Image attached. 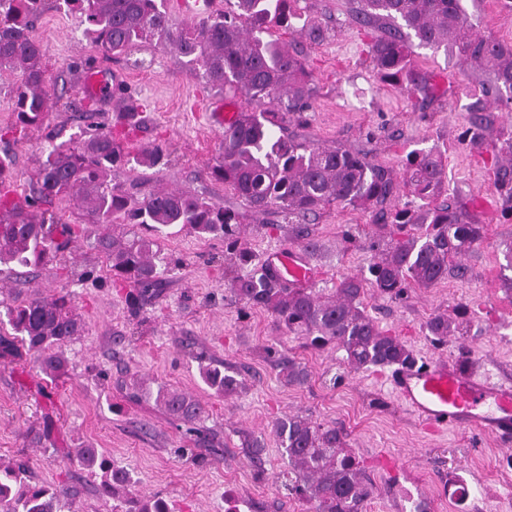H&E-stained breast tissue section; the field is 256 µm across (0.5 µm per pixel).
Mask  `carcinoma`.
<instances>
[{"instance_id": "obj_1", "label": "carcinoma", "mask_w": 512, "mask_h": 512, "mask_svg": "<svg viewBox=\"0 0 512 512\" xmlns=\"http://www.w3.org/2000/svg\"><path fill=\"white\" fill-rule=\"evenodd\" d=\"M48 0H0V70L20 74L14 88L13 129L25 132L43 125L51 100L50 78L35 22ZM66 10L81 18L86 34L105 54L130 52L157 38L174 47L210 89L227 88L249 100L268 99L288 112H306L315 84L304 52L274 36L284 29L292 36L319 45L331 29L292 12L291 0H224V10L174 31L169 26L166 0H62ZM351 23L376 31L368 46L373 69L383 83L425 100L435 97L429 77L416 65L411 38L418 45L444 47L459 60L490 76L483 95L512 109V45L475 32L462 0H355ZM142 108L124 97L116 121L76 145L52 148L41 169L34 194L17 199L0 191V267H39L54 261L71 241L70 227L43 203L77 199L93 224H113L122 218L141 224L154 237H119L108 231L94 241L112 278L135 288L131 299L159 283L161 248L157 234L179 226L200 238L224 236V280L250 308L271 312L285 332L301 336L306 345L343 349L354 369L392 367L415 359L413 351L389 335L362 307L365 290L399 299L410 285L432 287L471 274L462 257L485 236V225L471 218L458 201L441 204L445 164L441 153L413 151L402 177L393 169L370 162L358 152L339 146L323 147L284 134L275 111L238 114L224 129L222 153L210 176L233 191L256 214L277 213L290 224L291 239L311 256L319 250L313 227L316 217L336 205L369 212L376 227L367 272L343 278L333 295L295 288L269 262H259L243 240L240 214L210 199L176 189H161L132 201L112 187L111 177L122 162L116 134L128 139L138 131ZM482 116L471 121L467 143L484 149ZM498 151L505 161L495 164L493 187L502 212L512 216V131ZM419 200L399 206L393 200L400 188ZM467 308L455 317L432 316L425 325L438 343L467 334ZM14 338L37 354L42 372L54 377L66 368L64 345L84 332L67 297L16 299L7 308ZM276 367L285 382L300 387L308 370L292 358L280 357ZM204 383L219 395H230L240 381L216 365L201 372ZM168 416L192 425L206 413L205 405L177 389L156 392ZM275 434L288 455V494L313 503L316 512H365L374 494L361 461L345 450V435L336 426L300 417L278 421ZM76 458L100 478L97 491L116 501L112 512H168L159 497L127 493L129 474L112 466L98 448H79ZM65 489L31 480L22 464H0V512H72Z\"/></svg>"}]
</instances>
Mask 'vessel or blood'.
I'll list each match as a JSON object with an SVG mask.
<instances>
[{
	"instance_id": "obj_1",
	"label": "vessel or blood",
	"mask_w": 512,
	"mask_h": 512,
	"mask_svg": "<svg viewBox=\"0 0 512 512\" xmlns=\"http://www.w3.org/2000/svg\"><path fill=\"white\" fill-rule=\"evenodd\" d=\"M83 93L98 100L109 97L111 83L107 73L90 69ZM273 264L282 276L295 283L306 285L312 279L313 270L303 253H276ZM390 383L399 402L425 425L466 428L505 444L512 442L511 379L436 357L394 371Z\"/></svg>"
}]
</instances>
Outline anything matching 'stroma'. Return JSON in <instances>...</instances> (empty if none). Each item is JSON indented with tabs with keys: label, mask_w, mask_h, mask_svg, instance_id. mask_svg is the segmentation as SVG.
Wrapping results in <instances>:
<instances>
[{
	"label": "stroma",
	"mask_w": 512,
	"mask_h": 512,
	"mask_svg": "<svg viewBox=\"0 0 512 512\" xmlns=\"http://www.w3.org/2000/svg\"><path fill=\"white\" fill-rule=\"evenodd\" d=\"M463 5L479 33L512 44V0ZM350 8L351 0H297L298 13L335 35L307 50L317 88L311 108L301 120L283 114L281 123L302 140L361 151L399 173L411 151L445 152L446 188L486 226L483 241L463 258L470 278L415 286L396 302L370 291L363 303L417 358L458 361L466 355L512 375V269L504 254L512 243V218L503 214L493 188L491 151L501 132L512 128V112L483 99L484 73L442 49H415L419 67L437 86L434 101L421 103L380 82L367 57L368 37L349 22ZM34 35L52 80V108L41 129L18 139L7 135L16 76L0 73V154L12 160L14 179L6 188L13 195L32 192L50 142L77 140L111 124L116 97L92 103L82 94L85 71L103 65L121 72V91L146 106L130 160L114 179L119 190L138 200L160 188L196 193L238 211L261 258L293 248L282 217L254 214L209 176L224 137L207 120L213 103L259 113L269 109L268 101L248 103L205 88L170 46L156 40L105 59L79 17L53 5ZM478 110L490 121L489 146L474 151L463 135ZM156 146L165 164L136 163L139 152ZM52 209L73 229L69 248L29 278L1 281L0 298L70 293L86 331L67 344V370L54 378L40 372L27 350L0 357V463H25L35 481L68 489L76 512L112 509L96 492L97 478L73 457L74 449L86 445L129 472L133 493L162 497L171 512H314L310 504L288 498V457L272 431L275 421L299 416L343 428L376 487L366 512H417L421 505L428 512H512V444L463 428L427 429L392 394L390 368L352 370L343 350L308 348L303 338L279 329L269 312L244 306L224 280L222 239L185 231L165 237L162 254L176 268L134 304L131 287L113 282L93 247L100 226L85 223L78 202H57ZM352 224L367 228L371 220L336 206L317 220L323 255L311 262L314 287L335 288L367 265L366 247L343 240ZM462 305L470 318L467 335L433 344L426 321ZM266 345L305 366L307 384L286 385L278 369L259 357ZM209 363L238 372V393L220 397L204 384L199 368ZM141 382L201 400L205 417L191 427L173 421L154 398L136 396ZM462 482L469 489L463 502L456 493Z\"/></svg>",
	"instance_id": "obj_1"
}]
</instances>
